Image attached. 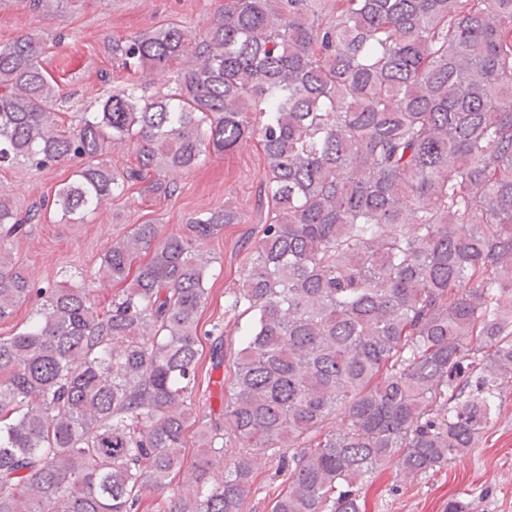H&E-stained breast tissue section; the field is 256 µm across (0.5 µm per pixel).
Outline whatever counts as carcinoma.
Returning a JSON list of instances; mask_svg holds the SVG:
<instances>
[{
    "label": "carcinoma",
    "mask_w": 512,
    "mask_h": 512,
    "mask_svg": "<svg viewBox=\"0 0 512 512\" xmlns=\"http://www.w3.org/2000/svg\"><path fill=\"white\" fill-rule=\"evenodd\" d=\"M46 52L0 44V165L78 163L53 198L66 223L134 187L171 196L166 172L254 140L268 218L226 348L199 315L205 246L237 212L133 225L95 273L122 286L101 305L83 278L34 287L13 243L39 209L0 194V321L40 298L0 338V512H140L148 493L243 512L260 456L284 476L271 512H362L353 484L377 469L473 447L512 383V0H224L199 33L112 40L125 79L66 129ZM172 69L171 92L138 94ZM204 338L232 365L218 413L194 403ZM192 427V483L168 496ZM37 303L38 297L36 295L20 303L16 307L15 313L10 320L0 322V337L11 336L18 331L20 327L29 323Z\"/></svg>",
    "instance_id": "cac0c4a2"
}]
</instances>
